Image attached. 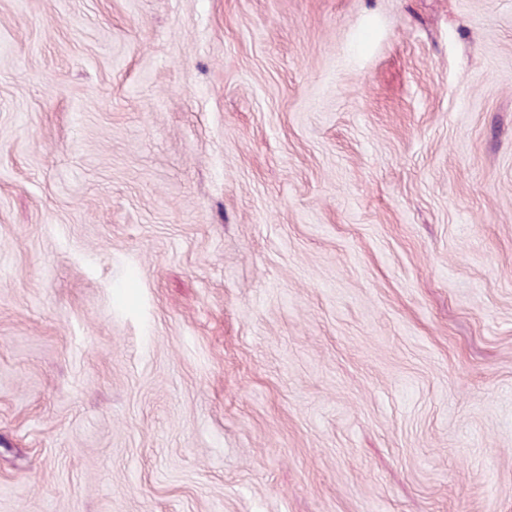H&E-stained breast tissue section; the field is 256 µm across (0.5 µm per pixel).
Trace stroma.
Instances as JSON below:
<instances>
[{
  "label": "stroma",
  "instance_id": "35a3bbf8",
  "mask_svg": "<svg viewBox=\"0 0 512 512\" xmlns=\"http://www.w3.org/2000/svg\"><path fill=\"white\" fill-rule=\"evenodd\" d=\"M0 512H512V0H0Z\"/></svg>",
  "mask_w": 512,
  "mask_h": 512
}]
</instances>
